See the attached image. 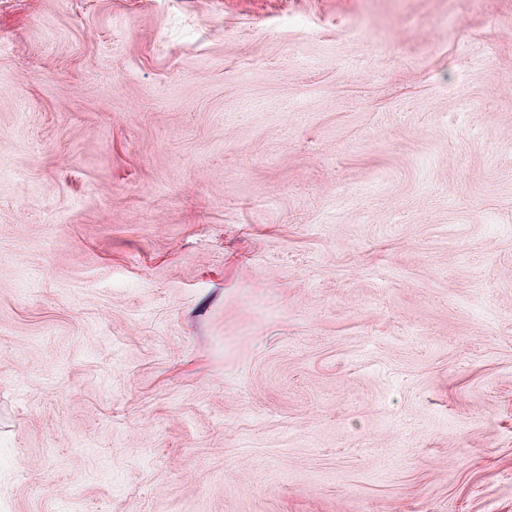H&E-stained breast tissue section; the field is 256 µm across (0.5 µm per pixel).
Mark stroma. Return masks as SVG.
<instances>
[{
  "label": "stroma",
  "mask_w": 512,
  "mask_h": 512,
  "mask_svg": "<svg viewBox=\"0 0 512 512\" xmlns=\"http://www.w3.org/2000/svg\"><path fill=\"white\" fill-rule=\"evenodd\" d=\"M0 512H512V0H0Z\"/></svg>",
  "instance_id": "stroma-1"
}]
</instances>
